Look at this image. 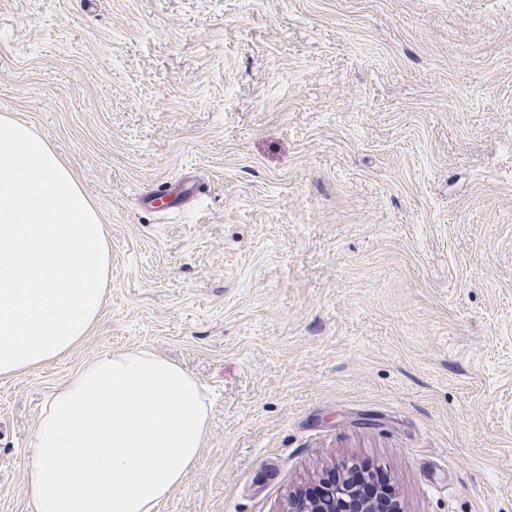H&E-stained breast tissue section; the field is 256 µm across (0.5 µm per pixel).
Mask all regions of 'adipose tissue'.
<instances>
[{
    "label": "adipose tissue",
    "instance_id": "adipose-tissue-1",
    "mask_svg": "<svg viewBox=\"0 0 512 512\" xmlns=\"http://www.w3.org/2000/svg\"><path fill=\"white\" fill-rule=\"evenodd\" d=\"M99 214L32 127L0 116V376L68 354L105 303ZM198 380L146 348L85 363L38 416L24 455L31 512H158L198 461Z\"/></svg>",
    "mask_w": 512,
    "mask_h": 512
}]
</instances>
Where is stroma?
<instances>
[{
  "label": "stroma",
  "mask_w": 512,
  "mask_h": 512,
  "mask_svg": "<svg viewBox=\"0 0 512 512\" xmlns=\"http://www.w3.org/2000/svg\"><path fill=\"white\" fill-rule=\"evenodd\" d=\"M2 114L112 271L65 357L0 378V512L45 400L138 347L210 402L159 512H289L360 462L404 512H512V0H0ZM198 190L196 183L188 182L187 179L175 181L173 187L169 190L166 189L164 194L158 196L147 197L145 205L154 209H168L170 207H177L183 204L184 200L189 199Z\"/></svg>",
  "instance_id": "1"
}]
</instances>
